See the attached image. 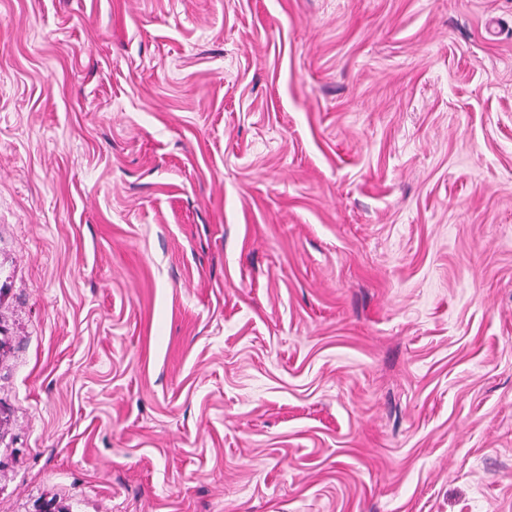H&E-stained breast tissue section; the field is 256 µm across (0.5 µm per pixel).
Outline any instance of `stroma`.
Returning <instances> with one entry per match:
<instances>
[{
  "instance_id": "stroma-1",
  "label": "stroma",
  "mask_w": 512,
  "mask_h": 512,
  "mask_svg": "<svg viewBox=\"0 0 512 512\" xmlns=\"http://www.w3.org/2000/svg\"><path fill=\"white\" fill-rule=\"evenodd\" d=\"M512 512V0H0V512Z\"/></svg>"
}]
</instances>
